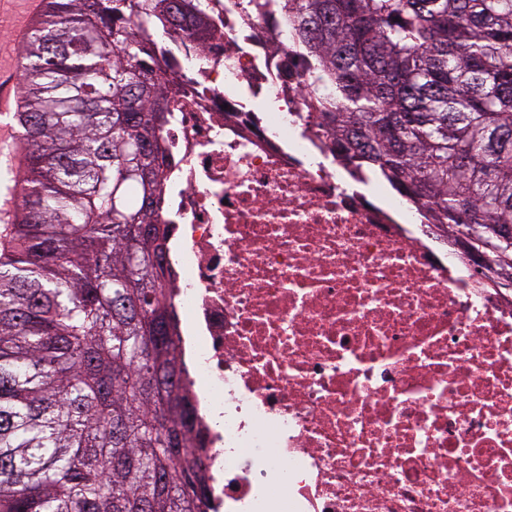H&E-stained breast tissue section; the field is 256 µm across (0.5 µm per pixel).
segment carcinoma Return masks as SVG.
I'll return each mask as SVG.
<instances>
[{"label":"carcinoma","mask_w":512,"mask_h":512,"mask_svg":"<svg viewBox=\"0 0 512 512\" xmlns=\"http://www.w3.org/2000/svg\"><path fill=\"white\" fill-rule=\"evenodd\" d=\"M22 46L26 154L0 253V512H208L178 363L166 89L143 36L206 0H55ZM286 11L348 166L429 224L512 228V0H245ZM491 284L512 289V246Z\"/></svg>","instance_id":"cac0c4a2"}]
</instances>
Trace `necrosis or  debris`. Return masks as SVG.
Segmentation results:
<instances>
[{"mask_svg":"<svg viewBox=\"0 0 512 512\" xmlns=\"http://www.w3.org/2000/svg\"><path fill=\"white\" fill-rule=\"evenodd\" d=\"M207 22L151 41L214 512H512V289L300 119L291 18L210 0Z\"/></svg>","mask_w":512,"mask_h":512,"instance_id":"4bbe7bcc","label":"necrosis or debris"}]
</instances>
